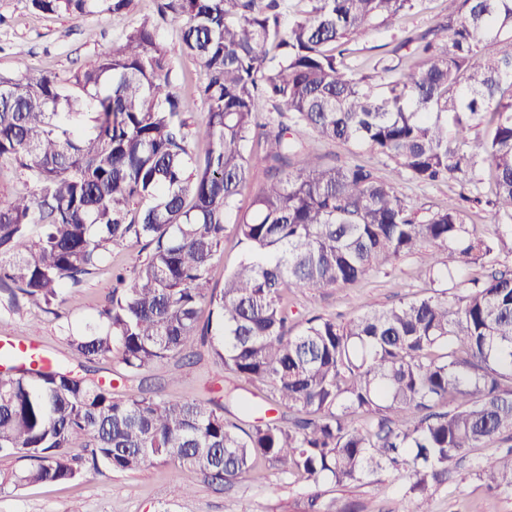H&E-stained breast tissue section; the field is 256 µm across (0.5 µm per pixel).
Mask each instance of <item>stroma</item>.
<instances>
[{"label": "stroma", "mask_w": 512, "mask_h": 512, "mask_svg": "<svg viewBox=\"0 0 512 512\" xmlns=\"http://www.w3.org/2000/svg\"><path fill=\"white\" fill-rule=\"evenodd\" d=\"M446 7V0H419L414 10L394 24L355 44L348 64L369 82H377L375 66L385 56V44L398 43L405 32H421L435 26L445 15ZM155 14V0H133L123 13H91L78 19L36 12L29 0H0V73L18 76L42 70L68 79L83 64L121 42L143 18ZM161 37L170 49L172 87L181 93L190 92L203 77L199 63L180 52L177 26L162 25ZM399 190L411 205L435 210L456 203L460 186L452 179L435 184L404 182ZM136 254V249L129 247L110 252L91 279L81 287L64 290L63 314L59 317L39 313L27 303L20 309H11L6 295L0 293V337L37 343L56 363L70 366L63 339L65 329L80 331L86 322L96 318L112 292L113 267H132ZM424 270L423 257L409 255L357 284L326 291L295 288L290 297L297 316L320 314L349 319L370 309L387 308L425 295L430 284ZM153 374L166 379V395L204 403L221 395L227 387H238L243 394L250 389L248 383L217 373L206 347L199 349L193 364L172 361L154 369ZM499 452L495 443L468 449L465 460L452 465L448 482L434 492L432 512H512V492L489 491L470 469L472 462ZM406 489L405 482L385 473L372 483L339 490L330 483L316 486L274 471L269 486L260 487L242 479L219 493L196 473L177 469L170 462L131 473L87 471L67 484L8 489L0 492V512H304L308 495L315 491L327 500L339 496L371 503L376 512H408Z\"/></svg>", "instance_id": "35a3bbf8"}]
</instances>
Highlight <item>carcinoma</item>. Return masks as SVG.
<instances>
[{
	"mask_svg": "<svg viewBox=\"0 0 512 512\" xmlns=\"http://www.w3.org/2000/svg\"><path fill=\"white\" fill-rule=\"evenodd\" d=\"M29 2L79 17L132 0ZM285 2L158 0V20L65 81L0 74V165L23 179L0 200V289L50 312L112 249L143 253L131 278L115 274L98 321L66 331L77 370L0 373V453L23 461L0 474V491L77 478L78 440L96 472L172 459L216 491L242 478L264 486L269 469L338 488L385 472L407 480L411 512H431V491L467 449L499 441L505 449L473 471L491 490L512 489V267L498 262L512 231L490 238L462 205L419 211L398 191L455 178L469 189L460 200L479 204L488 172L487 204L512 220V0H448L438 25L389 50L413 46L416 64L382 65L377 87L348 65V45L418 0H302L286 25ZM161 21L180 25V52L205 71L188 94L167 79ZM198 99L202 154L192 150ZM308 136L393 167L382 177L329 163ZM257 166L266 181L252 210L226 223ZM229 233L246 252L216 288L209 268ZM418 252L433 282L465 265L488 270L458 307L435 289L346 321L295 319L288 289H335ZM206 345L260 400L228 391L205 406L160 385L122 398L85 376L112 356L121 378L137 379ZM265 407L277 416L256 417ZM319 498L318 512H367Z\"/></svg>",
	"mask_w": 512,
	"mask_h": 512,
	"instance_id": "carcinoma-1",
	"label": "carcinoma"
}]
</instances>
